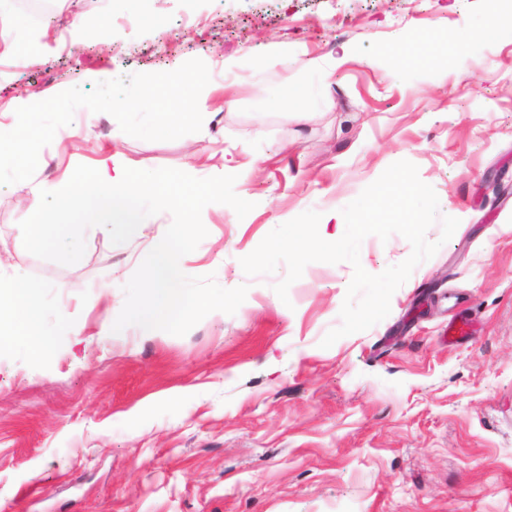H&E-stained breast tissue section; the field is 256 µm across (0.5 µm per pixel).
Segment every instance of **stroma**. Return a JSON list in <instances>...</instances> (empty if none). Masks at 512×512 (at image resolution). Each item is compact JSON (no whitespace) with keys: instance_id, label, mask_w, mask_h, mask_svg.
Instances as JSON below:
<instances>
[{"instance_id":"stroma-1","label":"stroma","mask_w":512,"mask_h":512,"mask_svg":"<svg viewBox=\"0 0 512 512\" xmlns=\"http://www.w3.org/2000/svg\"><path fill=\"white\" fill-rule=\"evenodd\" d=\"M512 0H61L32 20L0 0V103L50 98L203 60L221 118L173 141L77 109L32 182L77 164L236 175L245 217L207 205L189 276L247 285L235 314L186 335L113 332L124 285L172 221L124 249L86 235L79 262L23 246L24 183L0 186V278L32 284L46 350L0 355V512H512ZM81 18L82 35L71 33ZM425 59L413 61V44ZM414 163L459 219L368 330L341 323L350 263L246 276L240 260L304 211L354 200ZM411 246L366 237L365 270ZM107 288L109 300L96 296ZM465 316L473 332L442 336Z\"/></svg>"}]
</instances>
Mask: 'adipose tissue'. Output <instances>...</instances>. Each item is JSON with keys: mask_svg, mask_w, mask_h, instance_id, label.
I'll use <instances>...</instances> for the list:
<instances>
[{"mask_svg": "<svg viewBox=\"0 0 512 512\" xmlns=\"http://www.w3.org/2000/svg\"><path fill=\"white\" fill-rule=\"evenodd\" d=\"M33 290L24 281L0 280V353L24 348L38 355L40 345L33 330Z\"/></svg>", "mask_w": 512, "mask_h": 512, "instance_id": "ef3b65f1", "label": "adipose tissue"}]
</instances>
